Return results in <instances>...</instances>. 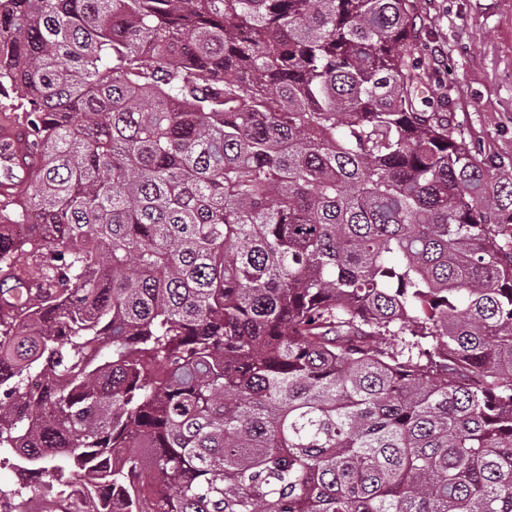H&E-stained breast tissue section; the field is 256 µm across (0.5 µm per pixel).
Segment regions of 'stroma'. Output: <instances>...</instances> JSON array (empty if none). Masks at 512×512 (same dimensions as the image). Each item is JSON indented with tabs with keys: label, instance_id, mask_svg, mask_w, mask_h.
Returning <instances> with one entry per match:
<instances>
[{
	"label": "stroma",
	"instance_id": "stroma-1",
	"mask_svg": "<svg viewBox=\"0 0 512 512\" xmlns=\"http://www.w3.org/2000/svg\"><path fill=\"white\" fill-rule=\"evenodd\" d=\"M420 106L447 112L470 154L512 179V0H421Z\"/></svg>",
	"mask_w": 512,
	"mask_h": 512
}]
</instances>
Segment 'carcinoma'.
I'll return each mask as SVG.
<instances>
[{
    "instance_id": "1",
    "label": "carcinoma",
    "mask_w": 512,
    "mask_h": 512,
    "mask_svg": "<svg viewBox=\"0 0 512 512\" xmlns=\"http://www.w3.org/2000/svg\"><path fill=\"white\" fill-rule=\"evenodd\" d=\"M418 6L0 0V499L512 512V181L418 107ZM26 137L27 131L20 125L0 126V200H9L13 190L36 165L24 150Z\"/></svg>"
}]
</instances>
